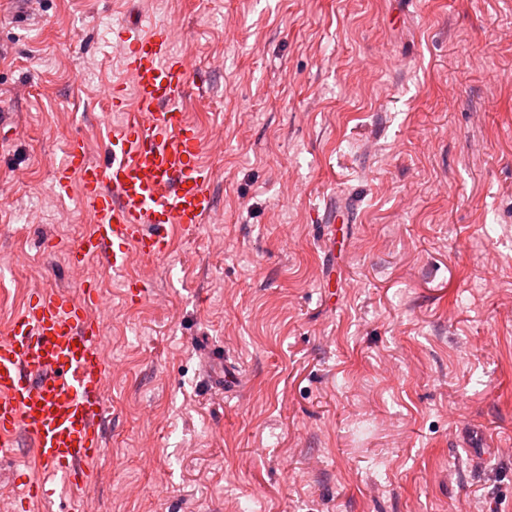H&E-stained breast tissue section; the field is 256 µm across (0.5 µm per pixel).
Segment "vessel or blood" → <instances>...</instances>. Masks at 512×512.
I'll return each instance as SVG.
<instances>
[{
    "mask_svg": "<svg viewBox=\"0 0 512 512\" xmlns=\"http://www.w3.org/2000/svg\"><path fill=\"white\" fill-rule=\"evenodd\" d=\"M113 36L131 85L106 96L124 121L109 130L103 159H91L82 139L71 141L55 186L80 188V207L91 228L71 260L101 259L106 270L126 273L133 259L154 261L169 250L172 229L192 235L216 209V174L201 157L197 128L188 120L190 68L172 49L169 28L122 24ZM102 301L82 284L80 297L42 291L0 332V459L21 441L36 466L50 470L72 492L70 512H82L79 495L91 480V463L103 446ZM51 512L54 492L38 477L24 483L17 512L30 503Z\"/></svg>",
    "mask_w": 512,
    "mask_h": 512,
    "instance_id": "1",
    "label": "vessel or blood"
}]
</instances>
